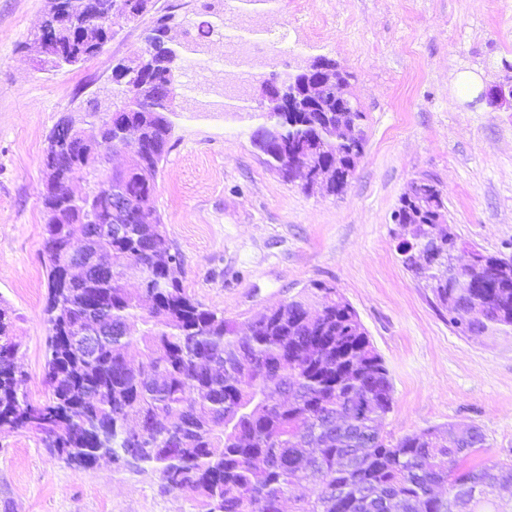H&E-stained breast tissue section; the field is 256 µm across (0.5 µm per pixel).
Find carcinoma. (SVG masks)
<instances>
[{"mask_svg":"<svg viewBox=\"0 0 512 512\" xmlns=\"http://www.w3.org/2000/svg\"><path fill=\"white\" fill-rule=\"evenodd\" d=\"M69 18L79 31L91 15L108 12L111 0H68ZM49 47L43 66L71 65L56 43L60 30L48 19L41 32ZM180 54L171 47L150 53L146 69L155 93L142 103L128 87L112 102V126L98 153L77 139L51 131L43 164L62 189L76 170L94 179L92 198L42 194L45 214L44 264L48 297L44 313V379L51 398L33 403L27 375L19 365L21 344L13 336L8 309L0 306V428H22L41 435L50 451L77 467L94 455L131 459L157 472L165 486L187 493L198 512H284L293 491L312 486L295 500L294 512H356L358 496L371 497L379 512H501L490 498H464L477 480L512 483V466L468 467L485 436L460 447L437 443L430 430L393 438L383 421L392 407V385L382 357L370 342L353 306L336 289L321 284L313 323L296 315L309 308L303 298L253 319L241 336L224 314L203 307L186 292L177 273L181 254L171 250L152 197L159 165L172 132L166 94L171 65ZM351 95L349 74L321 99L336 106V95ZM253 144L266 164L291 179L309 162L335 167L336 156L357 159L364 150L359 106L334 112L258 113ZM137 143L132 165L112 172V192L125 195L130 213L118 234L79 240L85 258L109 264L111 273L77 288L66 285L62 249L77 238L76 224H55V212L70 216L108 213L109 197L99 178L103 159ZM423 216L444 207L436 185L415 191ZM146 206L152 223L137 213ZM403 266L427 283L448 308V323L481 334L512 327V275L492 276L478 263L468 269L475 280L489 279L482 318L462 326L468 300L444 286L435 269ZM136 269L141 280L153 274L162 285L149 296L132 292L124 281ZM96 333V353L73 349L75 336ZM371 397L360 419L347 420L349 404ZM150 421L142 443L126 452L123 434Z\"/></svg>","mask_w":512,"mask_h":512,"instance_id":"obj_1","label":"carcinoma"}]
</instances>
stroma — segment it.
I'll use <instances>...</instances> for the list:
<instances>
[{
  "label": "stroma",
  "mask_w": 512,
  "mask_h": 512,
  "mask_svg": "<svg viewBox=\"0 0 512 512\" xmlns=\"http://www.w3.org/2000/svg\"><path fill=\"white\" fill-rule=\"evenodd\" d=\"M48 0H0V305L14 315L21 363L36 402L48 326L44 308L42 158L62 115L109 104L112 69L140 51L157 16L194 46L175 73L177 110L160 165L155 207L182 255V284L204 307L246 324L322 283L355 308L393 387L386 432L476 426L474 465L512 463V329L464 334L431 289L406 270L393 221L418 180L443 194L459 242L512 259V105L481 97L512 76V0H153L138 20H112L113 38L85 62L43 68L33 34ZM243 32L231 52L224 37ZM288 39L267 43L269 32ZM282 72L325 57L350 74L366 114L365 145L344 191L309 194L268 167L247 113L203 112L198 84L223 91L222 62L253 73L257 105L267 76L253 45ZM0 512H198L148 469L122 462L68 464L25 429L0 428Z\"/></svg>",
  "instance_id": "stroma-1"
}]
</instances>
